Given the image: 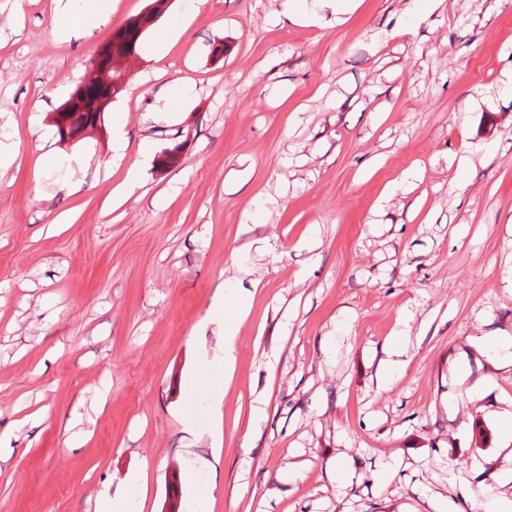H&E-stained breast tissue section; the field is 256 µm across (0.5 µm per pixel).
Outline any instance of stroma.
I'll return each mask as SVG.
<instances>
[{
    "mask_svg": "<svg viewBox=\"0 0 512 512\" xmlns=\"http://www.w3.org/2000/svg\"><path fill=\"white\" fill-rule=\"evenodd\" d=\"M117 2L63 42L57 0H0V512L108 488L164 512L172 481L179 512L511 502L512 347L487 342L512 344V0H334L332 26L169 0L102 127L60 141L152 0ZM112 67H99L97 65H89L88 72L84 78V90L85 96L88 98V90L96 86L113 87L122 85L124 81H127L130 77V71L122 70L124 73L120 81H116L112 76ZM79 95H80V89L78 88L77 91L73 94L72 98H74L76 96H79ZM69 101H67L66 103H64L60 107V109L58 111V117L56 118V125H57V127L54 125L56 127V130L58 128V133H59L60 137H62L63 140L66 139V137H65V130H64V123L67 120H69V119L71 120V123H70L71 126L88 125L91 122L95 126V123H96V120H97V114H99L98 112H102V116H101V120H100V123H101V121L103 120V113L105 112L106 107H108L106 105L105 108L102 111H94L95 113H93L92 111H88L89 113H87V114H78L75 117L74 115L76 114V112H82V111H77V110H74V109H69L68 106H67ZM73 102H78L79 103V100L77 98H74Z\"/></svg>",
    "mask_w": 512,
    "mask_h": 512,
    "instance_id": "1",
    "label": "stroma"
}]
</instances>
